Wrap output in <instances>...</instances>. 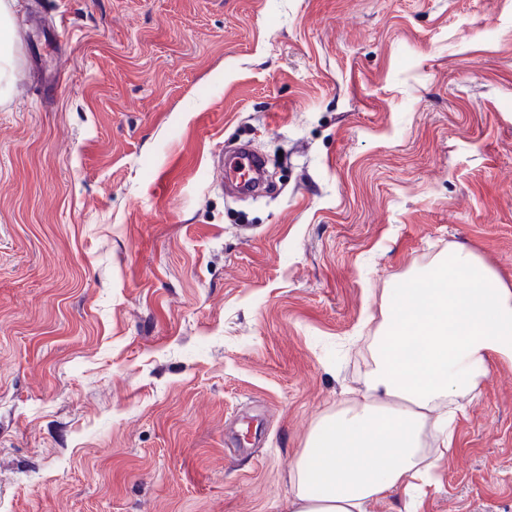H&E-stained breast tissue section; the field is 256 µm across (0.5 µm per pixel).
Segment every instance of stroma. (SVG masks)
Returning a JSON list of instances; mask_svg holds the SVG:
<instances>
[{"mask_svg":"<svg viewBox=\"0 0 512 512\" xmlns=\"http://www.w3.org/2000/svg\"><path fill=\"white\" fill-rule=\"evenodd\" d=\"M11 10L39 23L0 96V512H289L383 299L453 246L512 285V0ZM235 140L266 197L215 182ZM368 512H512V363Z\"/></svg>","mask_w":512,"mask_h":512,"instance_id":"35a3bbf8","label":"stroma"}]
</instances>
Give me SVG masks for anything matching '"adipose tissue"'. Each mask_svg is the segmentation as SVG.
Instances as JSON below:
<instances>
[{
    "label": "adipose tissue",
    "instance_id": "adipose-tissue-1",
    "mask_svg": "<svg viewBox=\"0 0 512 512\" xmlns=\"http://www.w3.org/2000/svg\"><path fill=\"white\" fill-rule=\"evenodd\" d=\"M358 397L311 429L295 466L292 512H366L371 501L428 482L454 450L458 398L491 360L512 362V286L461 249L395 289L371 336Z\"/></svg>",
    "mask_w": 512,
    "mask_h": 512
}]
</instances>
